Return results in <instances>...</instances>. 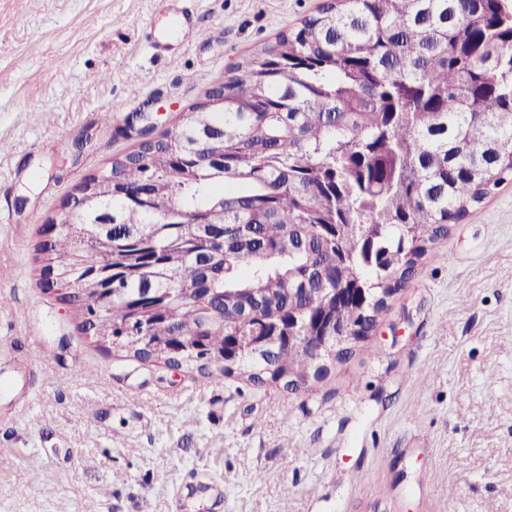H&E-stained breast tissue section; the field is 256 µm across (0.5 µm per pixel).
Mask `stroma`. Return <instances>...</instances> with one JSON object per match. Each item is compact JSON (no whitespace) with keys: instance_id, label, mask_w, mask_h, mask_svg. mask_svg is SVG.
<instances>
[{"instance_id":"35a3bbf8","label":"stroma","mask_w":512,"mask_h":512,"mask_svg":"<svg viewBox=\"0 0 512 512\" xmlns=\"http://www.w3.org/2000/svg\"><path fill=\"white\" fill-rule=\"evenodd\" d=\"M322 2L180 0L199 34L158 52L159 0H0V512H512V179L296 392L115 351L42 281L137 112L163 134Z\"/></svg>"}]
</instances>
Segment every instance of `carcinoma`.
I'll use <instances>...</instances> for the list:
<instances>
[{
	"instance_id": "1",
	"label": "carcinoma",
	"mask_w": 512,
	"mask_h": 512,
	"mask_svg": "<svg viewBox=\"0 0 512 512\" xmlns=\"http://www.w3.org/2000/svg\"><path fill=\"white\" fill-rule=\"evenodd\" d=\"M85 179L44 240L82 327L142 360L291 391L345 361L238 336H319L336 263L376 322L418 260L512 176V0H327L160 138ZM111 224L104 239L96 228Z\"/></svg>"
}]
</instances>
